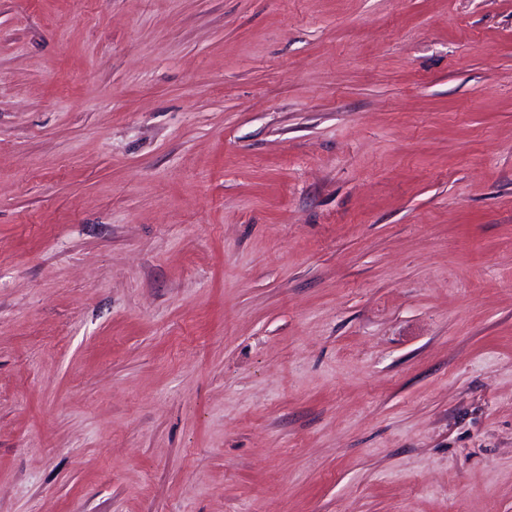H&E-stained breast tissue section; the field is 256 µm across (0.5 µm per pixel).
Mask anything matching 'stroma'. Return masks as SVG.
<instances>
[{"mask_svg":"<svg viewBox=\"0 0 512 512\" xmlns=\"http://www.w3.org/2000/svg\"><path fill=\"white\" fill-rule=\"evenodd\" d=\"M0 512H512V0H0Z\"/></svg>","mask_w":512,"mask_h":512,"instance_id":"obj_1","label":"stroma"}]
</instances>
